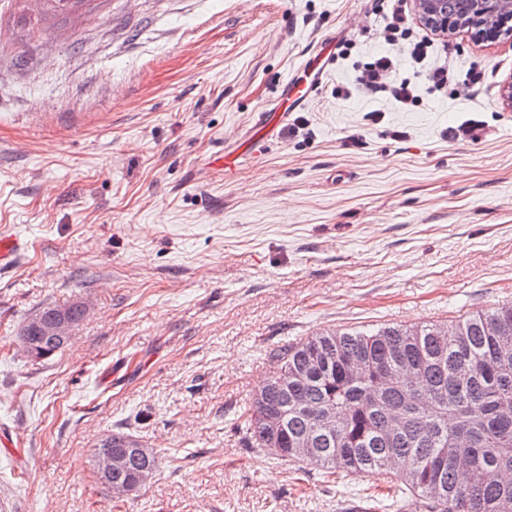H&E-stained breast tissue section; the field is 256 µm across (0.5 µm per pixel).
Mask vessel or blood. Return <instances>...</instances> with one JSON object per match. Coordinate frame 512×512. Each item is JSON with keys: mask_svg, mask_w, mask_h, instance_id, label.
Listing matches in <instances>:
<instances>
[{"mask_svg": "<svg viewBox=\"0 0 512 512\" xmlns=\"http://www.w3.org/2000/svg\"><path fill=\"white\" fill-rule=\"evenodd\" d=\"M333 58V50L327 49L314 60L305 62L302 76L289 81L277 96L271 110L263 113L261 127L250 144L251 149L255 150L264 145L274 126L317 91ZM27 249L28 242L24 237L14 233H0V277L13 270Z\"/></svg>", "mask_w": 512, "mask_h": 512, "instance_id": "vessel-or-blood-1", "label": "vessel or blood"}]
</instances>
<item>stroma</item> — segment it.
Returning <instances> with one entry per match:
<instances>
[{
    "label": "stroma",
    "mask_w": 512,
    "mask_h": 512,
    "mask_svg": "<svg viewBox=\"0 0 512 512\" xmlns=\"http://www.w3.org/2000/svg\"><path fill=\"white\" fill-rule=\"evenodd\" d=\"M0 0V512H372L371 479L243 444L240 417L288 344L452 320L512 301V38L434 34L415 63L387 0ZM303 110L227 181L282 84L323 46ZM390 52L396 77L451 62L403 108L337 96ZM88 307L50 358L47 308ZM160 457L118 501L91 455L117 430ZM412 32L405 11L397 8L392 11L391 18L384 27L383 39L386 44L394 45L399 39H409ZM27 249L28 242L24 237L0 233V277L13 270Z\"/></svg>",
    "instance_id": "stroma-1"
}]
</instances>
